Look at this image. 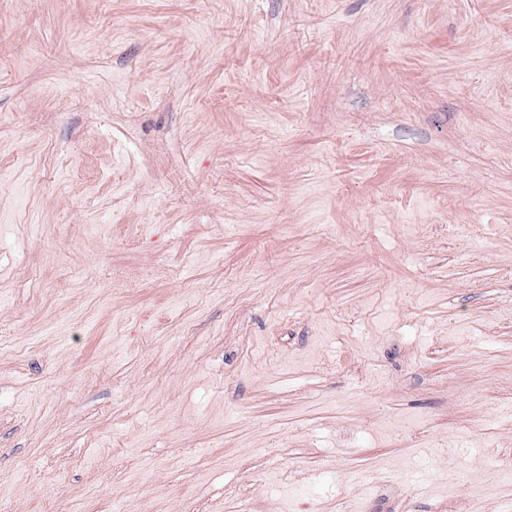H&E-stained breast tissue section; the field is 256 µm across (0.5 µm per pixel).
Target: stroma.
I'll use <instances>...</instances> for the list:
<instances>
[{
  "mask_svg": "<svg viewBox=\"0 0 512 512\" xmlns=\"http://www.w3.org/2000/svg\"><path fill=\"white\" fill-rule=\"evenodd\" d=\"M510 468L512 0H0L8 512H512Z\"/></svg>",
  "mask_w": 512,
  "mask_h": 512,
  "instance_id": "35a3bbf8",
  "label": "stroma"
}]
</instances>
